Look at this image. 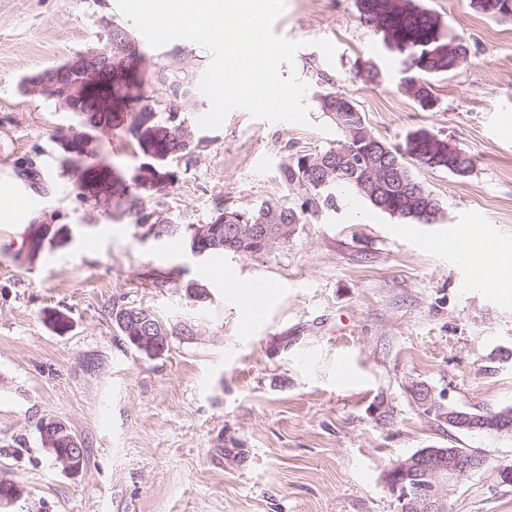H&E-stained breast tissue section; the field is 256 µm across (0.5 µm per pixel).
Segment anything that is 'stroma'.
I'll return each mask as SVG.
<instances>
[{"label": "stroma", "mask_w": 512, "mask_h": 512, "mask_svg": "<svg viewBox=\"0 0 512 512\" xmlns=\"http://www.w3.org/2000/svg\"><path fill=\"white\" fill-rule=\"evenodd\" d=\"M470 42L465 67L432 77L438 99L422 110L398 87L400 63L360 18L356 0H285L277 35L301 42L310 125L268 122L237 109L180 159L178 179L153 194L163 215L205 220L216 205L248 211L295 205L284 163L333 146L319 94L351 96L372 134L394 145L425 128L471 152L459 177L416 169L439 199L435 223H403L361 198L307 214L295 237L253 256L226 254L224 273L178 236L143 237L76 200L55 135L69 113L24 93L21 78L126 28L143 54L146 94L176 103L158 68L200 80L207 51L188 41L151 47L116 0H0V201L36 199L26 220L0 222V482L22 495L4 512H396L383 476L421 448H468L486 464L455 487L448 512H512V437L459 432L426 415L412 383L472 412L512 406V16L488 18L469 0H424ZM336 46L333 61L314 47ZM373 65L380 81L359 75ZM31 159V174L17 163ZM70 229L68 247L30 250V227ZM503 243L498 286L473 288L471 269L442 252L447 238ZM207 285L206 305L185 284ZM265 285L257 331L244 335V288ZM141 306L170 323L199 325L162 355L129 348L111 309ZM64 312L71 327L42 319ZM351 378L343 380L341 368ZM64 423L86 450L79 473L46 451L39 425Z\"/></svg>", "instance_id": "1"}]
</instances>
